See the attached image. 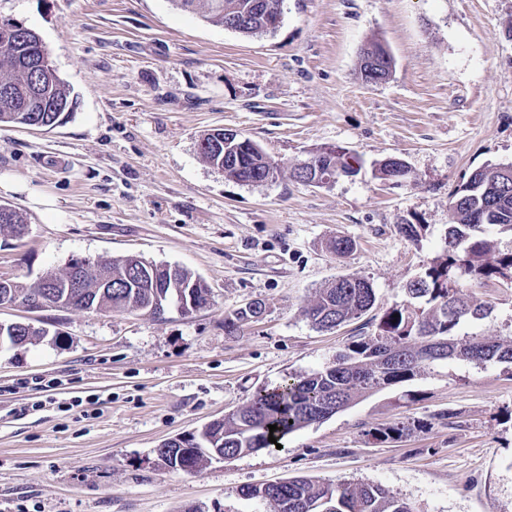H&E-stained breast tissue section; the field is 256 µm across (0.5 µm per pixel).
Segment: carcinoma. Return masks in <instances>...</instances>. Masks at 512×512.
I'll use <instances>...</instances> for the list:
<instances>
[{"mask_svg": "<svg viewBox=\"0 0 512 512\" xmlns=\"http://www.w3.org/2000/svg\"><path fill=\"white\" fill-rule=\"evenodd\" d=\"M253 0H172L174 6L198 12L205 21L224 26L227 6L243 8ZM51 52L39 34L25 26L0 18V125H25L20 113L34 115L37 128H52L57 109L75 111L77 98L48 67ZM19 88L30 97L13 103L4 93ZM335 165L351 174L350 162H358L342 150L322 148ZM201 158L211 166H223L224 175L251 185L263 183L270 163L262 149L251 143L239 153L219 146ZM477 190L464 195L454 191L449 209L452 224L445 235L444 253L434 259L416 279L405 286L406 300L387 308L377 331L347 345L330 365L310 373L289 376L260 389L244 406L224 414L222 423L206 424L187 446L173 449L160 459L173 471L192 472L208 465L215 453L224 458L275 447L287 435L322 422L355 404L361 397L414 379L427 367L442 361H461L486 367L512 365V344L458 330L470 319H484L490 307L469 299L464 288L473 281L499 278L512 283V251L503 252L491 233L512 231V167L488 165L468 177ZM70 269L52 273L55 309H68L69 297L62 288ZM86 311H152L162 315L164 301L179 290L207 306L210 289L203 278L182 266L157 264L135 256L105 258L98 270L85 273ZM39 292L35 284L12 281L0 288V303L7 295L25 299ZM375 303V292L364 278L342 276L320 289L316 300L304 309L306 318L319 329H333L360 318ZM256 314L243 307L224 318V331L232 335ZM277 430L269 431V426ZM409 427L395 424L375 432L381 442L400 439ZM274 436L277 443L268 441ZM241 495L273 512H412L403 499L378 485L348 482L325 483L306 477L247 486Z\"/></svg>", "mask_w": 512, "mask_h": 512, "instance_id": "obj_1", "label": "carcinoma"}]
</instances>
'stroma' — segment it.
I'll return each mask as SVG.
<instances>
[{
    "label": "stroma",
    "mask_w": 512,
    "mask_h": 512,
    "mask_svg": "<svg viewBox=\"0 0 512 512\" xmlns=\"http://www.w3.org/2000/svg\"><path fill=\"white\" fill-rule=\"evenodd\" d=\"M1 17L42 37L78 107L49 130L0 126V204L27 224L22 238L0 234V274L30 283L75 258L138 255L194 271L212 294L189 315L0 305V321L62 331L0 348V512H256L242 487L294 476L380 484L414 512H512L506 364L432 367L281 448L192 473L155 454L374 333L442 252L455 187L512 164V0H284L279 27L252 37L171 0H0ZM374 42L394 60L382 83L359 74ZM217 128L256 142L278 177L249 185L203 162L197 141ZM322 147L358 156V174L295 182L293 164ZM388 157L409 183L379 177ZM338 237L353 251L334 254ZM341 276L367 279L375 304L317 329L303 309ZM468 293L492 310L471 331L512 341V284ZM253 300L264 314L226 335L225 317ZM77 396L96 403L63 410ZM398 421L421 428L372 437Z\"/></svg>",
    "instance_id": "stroma-1"
}]
</instances>
